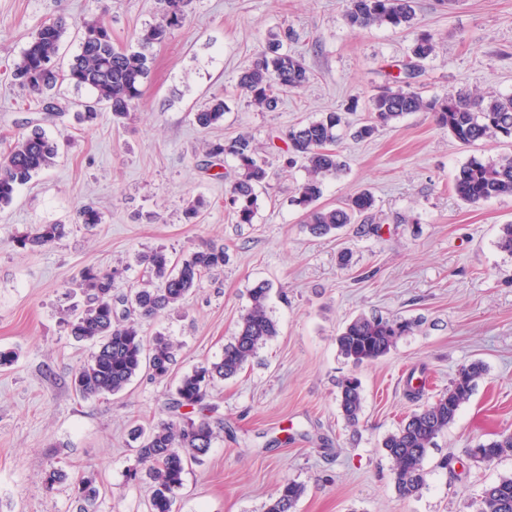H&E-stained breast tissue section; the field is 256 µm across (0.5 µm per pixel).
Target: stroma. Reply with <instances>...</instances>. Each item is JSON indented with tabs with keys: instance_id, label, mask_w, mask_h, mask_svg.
<instances>
[{
	"instance_id": "1",
	"label": "stroma",
	"mask_w": 512,
	"mask_h": 512,
	"mask_svg": "<svg viewBox=\"0 0 512 512\" xmlns=\"http://www.w3.org/2000/svg\"><path fill=\"white\" fill-rule=\"evenodd\" d=\"M157 7L158 0H0V153L31 121L61 146L55 164L0 208V349L18 353L0 368V512H77L74 488L83 480L99 490L98 512H147L148 481L129 478L141 464L128 433L174 415L179 376L221 358L260 281L272 286L267 310L278 334L212 389L215 438L192 464L174 512H264L288 480L305 487L297 512H476L483 488L512 475V457L484 464L464 453L512 433V254L498 246L502 225L512 224V196L468 205L453 182L470 159H497L512 143L462 144L427 112L362 141L343 134L336 150L345 168L326 179L320 203L367 192L374 206L366 223L321 238L308 233L294 202L306 171L287 166L282 149L289 128L325 113L362 122L423 31L437 42L411 80L424 97L512 95V0H415L412 27L363 29L346 24L342 0H195L184 26L154 48L144 97L122 124L107 112L79 124L86 94L67 84L57 88L62 114L44 118L12 83L9 67L42 23L66 21V63L78 51L82 18L105 13L113 45L127 48ZM287 30V49L310 80L276 110H262L238 76ZM214 96L227 106L224 121L200 129L193 114ZM242 133L271 171L249 224L225 208V181L206 156L208 143ZM198 198L205 206L187 221L184 211ZM85 204L101 212L102 224H78ZM41 224L65 225L67 234L36 251L15 246V236ZM209 241L223 243V268L143 325L146 335L159 331L174 342L172 375L137 377L107 398L77 397L72 375L93 350L66 325L86 304L82 270H119L113 291L126 293L141 281V255L162 247L176 260ZM361 314L414 328L389 354L356 367L336 336ZM474 361L486 372L428 451L424 486L400 495L381 443L417 408L404 392L408 372H425L431 399ZM351 375L363 396L355 426L336 401L338 382ZM53 468L68 479L50 489Z\"/></svg>"
}]
</instances>
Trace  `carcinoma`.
<instances>
[{"instance_id": "cac0c4a2", "label": "carcinoma", "mask_w": 512, "mask_h": 512, "mask_svg": "<svg viewBox=\"0 0 512 512\" xmlns=\"http://www.w3.org/2000/svg\"><path fill=\"white\" fill-rule=\"evenodd\" d=\"M193 0H160L155 23L141 30L137 49L116 48L112 33L100 15L82 19L78 28L79 50L67 69L58 66L62 38L66 32L61 20L44 23L35 29L14 62L13 80L40 99L48 116L61 113L62 106L53 93L66 82L77 89L93 92V100L84 104L79 120L92 125L107 109L112 120L126 119L144 94L150 73L151 48L169 38L172 31L188 19ZM413 0H345L344 20L351 28L400 26L414 19ZM435 51L431 34L416 38L411 55L421 61ZM413 71H401L396 87H387L371 99L369 123L361 126L357 137H371L378 128L388 126L412 112H430L436 125L465 145L505 137L512 139V97L459 94L446 100H426L411 89ZM309 80L308 69L295 55L272 43L245 69L238 81L250 102L273 111L285 92L301 90ZM224 98L214 96L193 113V122L209 129L224 121ZM343 117L329 112L322 118L293 128L288 133L286 153L300 158L308 178L298 187L297 204L306 209V227L316 237L325 236L373 207L367 193L355 195L342 206L317 205L323 196L324 179L337 175L343 167L333 145L339 139ZM58 155V146L45 130L35 125L14 139L0 158V206L9 204L18 189L39 173L49 169ZM206 155L221 161L230 155L236 161L237 176L228 182L224 203L239 224H250L257 211V189L270 173L252 145L251 138L239 135L227 142L209 144ZM453 189L463 202L476 205L501 196H512V154L496 160L472 159L456 175ZM65 233L63 224H41L34 231L14 238L21 249L47 247ZM224 245L209 243L185 254L177 261L163 249L145 256L141 283L130 295L115 296L116 270L94 266L81 272L83 288L89 296L87 308L68 323L70 335L79 342H90L94 351L74 374L73 388L83 399L116 395L142 373L150 378H167L175 365L173 344L162 333L151 339L141 333V321L152 320L178 305L202 277L224 267ZM270 286L258 283L250 290L251 306L238 327L233 342L224 346L218 362L202 364L179 379L173 395V407L203 409L216 382L235 377L251 361L260 346L277 336V323L268 314L266 300ZM413 324L398 318L359 315L336 337L340 354L355 365L375 361L387 355L398 339L409 333ZM484 367L475 362L462 368L448 390L435 400L423 401L425 385L414 384V375L406 380V393L419 402L399 429L386 436L382 447L391 462L398 492L410 496L425 484L424 459L436 439L452 424L462 404L473 394ZM339 407L345 419L355 425L362 410L360 383L345 378L338 384ZM145 475L151 480L149 512H173L177 492L183 487L187 467L206 455L214 439V429L206 416L192 418L184 413L176 419L162 420L150 431L131 432ZM481 462L492 463L512 455V433L479 444ZM304 487L296 481L279 486L265 504V512H296ZM99 490L91 481L78 483V512H97ZM476 512H512V476H503L483 489Z\"/></svg>"}]
</instances>
